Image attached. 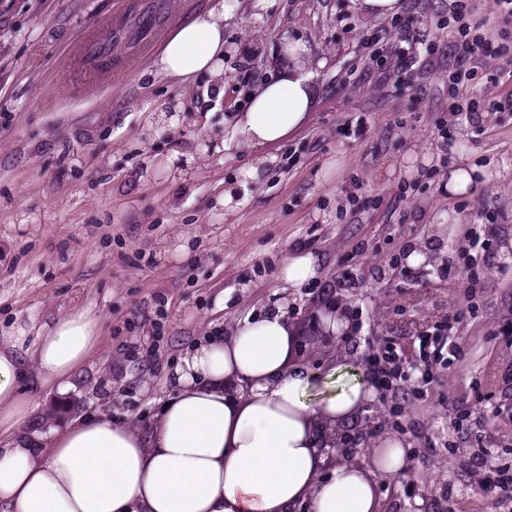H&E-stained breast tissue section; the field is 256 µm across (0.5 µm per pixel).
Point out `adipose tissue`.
Segmentation results:
<instances>
[{"label": "adipose tissue", "mask_w": 512, "mask_h": 512, "mask_svg": "<svg viewBox=\"0 0 512 512\" xmlns=\"http://www.w3.org/2000/svg\"><path fill=\"white\" fill-rule=\"evenodd\" d=\"M240 8L212 0L184 17L151 68L182 82L221 78L224 23ZM306 65L289 50L247 97L225 148L277 144L306 121L318 99ZM297 334L271 311L209 338L176 368L174 393L149 428L103 414L44 435L22 431L28 381L70 390L99 341L97 322L84 308L41 324L14 320L0 330V512H375L374 476L402 471V446L388 443L369 465L335 461L336 421L373 390L360 378L333 390L343 372L333 364L321 377L290 365ZM320 378L328 387L312 394Z\"/></svg>", "instance_id": "adipose-tissue-1"}]
</instances>
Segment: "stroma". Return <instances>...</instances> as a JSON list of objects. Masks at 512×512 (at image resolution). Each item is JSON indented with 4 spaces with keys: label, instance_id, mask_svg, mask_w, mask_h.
I'll list each match as a JSON object with an SVG mask.
<instances>
[{
    "label": "stroma",
    "instance_id": "obj_1",
    "mask_svg": "<svg viewBox=\"0 0 512 512\" xmlns=\"http://www.w3.org/2000/svg\"><path fill=\"white\" fill-rule=\"evenodd\" d=\"M255 0L224 27V94L210 76L183 84L150 70L138 43L123 44L120 74L70 76L86 36L108 39L122 0H0V324L90 310L100 340L70 394L30 391L38 429L111 402L112 414L148 425L172 392L182 353L245 319L278 309L300 334L292 362L320 371L328 358L360 364L371 344L414 352L420 326L455 311L460 359L429 384L373 398L338 432L376 416L371 445L400 441L404 469L378 476L377 512H491L468 461L512 466V385L494 369L512 360L497 334L512 325V262L462 253L469 224L503 214L497 231L512 249V112H494L504 86L490 83L502 57L488 56L473 84L480 121L464 123L449 94L448 0H425L420 31L434 55L385 84L363 75L365 36L385 27L352 0ZM304 45L320 96L283 142L261 147L279 169L246 180V156L202 154L245 103L239 72H275L283 40ZM195 116L181 132L142 142V127L169 105ZM364 118L361 136L345 127ZM481 168L465 191L444 185L459 155ZM190 166L171 173L174 158ZM237 184V206L224 189ZM466 215L469 224L453 223ZM432 261L402 257L413 246ZM321 256V278L287 297L283 258ZM447 266V279L437 270ZM344 316L341 341L322 322Z\"/></svg>",
    "mask_w": 512,
    "mask_h": 512
}]
</instances>
